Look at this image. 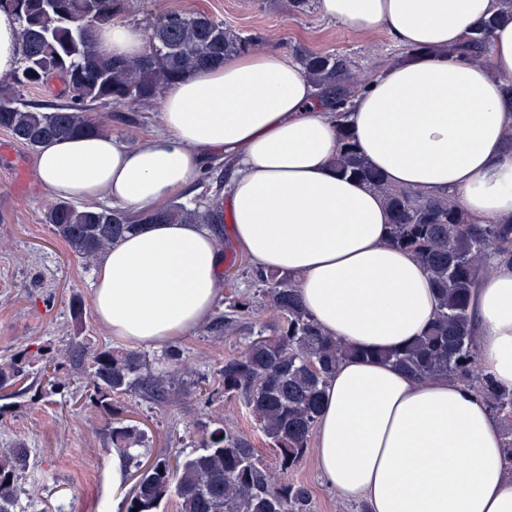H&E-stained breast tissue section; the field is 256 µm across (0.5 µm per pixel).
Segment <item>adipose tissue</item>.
Segmentation results:
<instances>
[{
  "instance_id": "adipose-tissue-1",
  "label": "adipose tissue",
  "mask_w": 512,
  "mask_h": 512,
  "mask_svg": "<svg viewBox=\"0 0 512 512\" xmlns=\"http://www.w3.org/2000/svg\"><path fill=\"white\" fill-rule=\"evenodd\" d=\"M504 0H319L322 16L359 33L385 31L414 49L352 92L348 125L369 163L393 185L452 192L478 220L512 219V21L491 35L483 63L465 38ZM143 31L106 24L99 53L138 57ZM326 90L285 50L264 46L197 69L166 87L158 132L127 146L107 135L43 145L36 176L67 200L112 199L156 208L188 189L210 160L233 158L224 219L259 269L288 274L330 337L372 351L330 376L315 428L325 483L369 512H512V463L483 400L444 377L419 382L375 359L429 326L437 297L426 269L389 246L378 193L337 174L338 123ZM224 252L203 224H153L99 261L92 309L129 345L190 336L224 294ZM478 359L512 389V264L475 288Z\"/></svg>"
}]
</instances>
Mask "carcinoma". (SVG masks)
Wrapping results in <instances>:
<instances>
[{
    "mask_svg": "<svg viewBox=\"0 0 512 512\" xmlns=\"http://www.w3.org/2000/svg\"><path fill=\"white\" fill-rule=\"evenodd\" d=\"M130 0H0V10L21 23L22 58L6 80H0V129L36 150L42 144L81 135L101 134L104 118L97 106L146 104L184 73L224 62L264 41L202 14L170 12L147 26L143 56L135 66L98 53V27L118 23ZM497 19L483 22L466 40L476 62L487 58ZM295 57L320 87L350 94L354 78L350 58L297 47ZM59 81L70 92L65 100L30 103L23 89L47 88ZM336 171L378 192L390 214L387 241L409 250L430 273L438 308L425 333L405 347L375 353L350 347L323 334L305 312L288 275L247 270L252 288L238 290L237 275L225 285L229 305L217 316L216 330L236 335L255 318L256 305L280 317L265 328L249 326L238 354L224 360L219 374L224 399L239 403L255 421L266 445L277 452L281 470L297 468L310 448L321 413L328 377L343 360L376 357L417 380L448 377L472 384L499 420L507 454L512 456V390L498 388L481 370L477 357L476 314L471 295L481 277L496 264L512 261V220L471 219L452 194L424 196L388 184L357 149L346 126L338 131ZM224 215L212 209H188L173 202L160 210L131 216L119 208L57 201L45 214L52 234L79 257H101L128 232L162 221L220 224ZM81 308L73 306L72 370L89 380L86 399L97 405L112 447L125 452L134 469V486L120 512H161L169 494L179 512H315L310 489L278 478L262 464L244 433L219 425L203 431L200 447L183 459L158 454L141 461L147 434L123 424L117 404L130 396L161 402L171 393L198 386L181 377L182 353L168 347L161 359L136 350L94 348L83 336ZM38 379L49 392L60 386L54 361L42 358ZM30 375V362L13 357L0 362V390ZM31 449L23 443L0 449V512H17L21 478L30 466Z\"/></svg>",
    "mask_w": 512,
    "mask_h": 512,
    "instance_id": "obj_1",
    "label": "carcinoma"
}]
</instances>
